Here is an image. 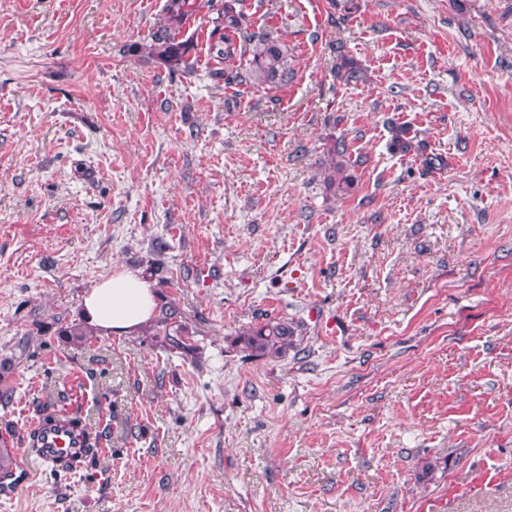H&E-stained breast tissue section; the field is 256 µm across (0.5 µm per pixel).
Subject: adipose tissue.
<instances>
[{
    "label": "adipose tissue",
    "instance_id": "1",
    "mask_svg": "<svg viewBox=\"0 0 512 512\" xmlns=\"http://www.w3.org/2000/svg\"><path fill=\"white\" fill-rule=\"evenodd\" d=\"M81 306L83 319L102 333L130 334L153 317L156 295L141 275L118 270L91 288Z\"/></svg>",
    "mask_w": 512,
    "mask_h": 512
}]
</instances>
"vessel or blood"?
Returning a JSON list of instances; mask_svg holds the SVG:
<instances>
[{
  "instance_id": "b4317fda",
  "label": "vessel or blood",
  "mask_w": 512,
  "mask_h": 512,
  "mask_svg": "<svg viewBox=\"0 0 512 512\" xmlns=\"http://www.w3.org/2000/svg\"><path fill=\"white\" fill-rule=\"evenodd\" d=\"M34 431L40 436L42 454L37 462L54 472H65L72 459L80 455L85 445V435L75 429L67 414H59L52 422L37 421Z\"/></svg>"
}]
</instances>
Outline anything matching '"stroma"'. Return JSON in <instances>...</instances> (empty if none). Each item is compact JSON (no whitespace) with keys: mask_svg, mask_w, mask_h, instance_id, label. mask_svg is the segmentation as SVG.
Listing matches in <instances>:
<instances>
[{"mask_svg":"<svg viewBox=\"0 0 512 512\" xmlns=\"http://www.w3.org/2000/svg\"><path fill=\"white\" fill-rule=\"evenodd\" d=\"M165 4L0 0V449L47 402L102 436L0 512H512V0H244L282 87L211 79L205 10L169 72ZM118 269L183 347L86 325ZM273 319L296 347L245 358ZM347 146L339 140L329 149L330 163L324 170L323 180L328 187L337 186L339 189H348L351 186V176L346 174L350 164ZM337 158V159H336ZM245 356L278 359L296 347L295 328L284 319H273L241 331L236 340Z\"/></svg>","mask_w":512,"mask_h":512,"instance_id":"35a3bbf8","label":"stroma"}]
</instances>
